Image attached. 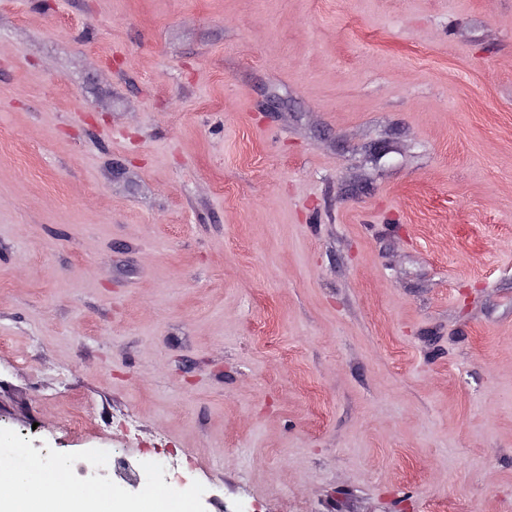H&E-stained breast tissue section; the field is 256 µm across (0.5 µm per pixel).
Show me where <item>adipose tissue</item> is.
Instances as JSON below:
<instances>
[{
  "instance_id": "obj_1",
  "label": "adipose tissue",
  "mask_w": 512,
  "mask_h": 512,
  "mask_svg": "<svg viewBox=\"0 0 512 512\" xmlns=\"http://www.w3.org/2000/svg\"><path fill=\"white\" fill-rule=\"evenodd\" d=\"M68 485L49 482L39 463L0 472V512H76Z\"/></svg>"
}]
</instances>
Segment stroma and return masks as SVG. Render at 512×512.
<instances>
[{"label":"stroma","mask_w":512,"mask_h":512,"mask_svg":"<svg viewBox=\"0 0 512 512\" xmlns=\"http://www.w3.org/2000/svg\"><path fill=\"white\" fill-rule=\"evenodd\" d=\"M20 448L122 512H512V0H0Z\"/></svg>","instance_id":"obj_1"}]
</instances>
